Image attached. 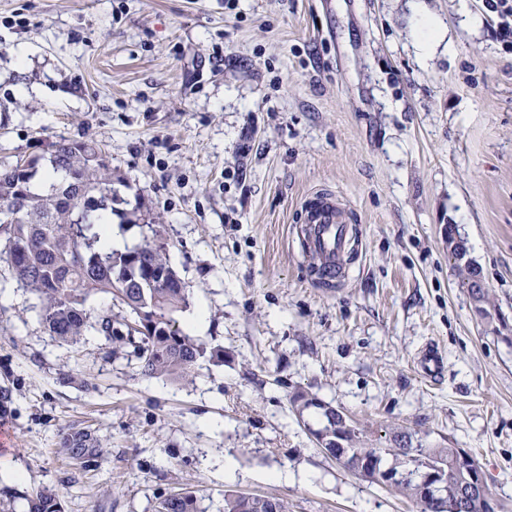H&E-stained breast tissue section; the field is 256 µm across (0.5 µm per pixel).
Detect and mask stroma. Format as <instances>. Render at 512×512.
Masks as SVG:
<instances>
[{
	"instance_id": "obj_1",
	"label": "stroma",
	"mask_w": 512,
	"mask_h": 512,
	"mask_svg": "<svg viewBox=\"0 0 512 512\" xmlns=\"http://www.w3.org/2000/svg\"><path fill=\"white\" fill-rule=\"evenodd\" d=\"M436 28L420 37L423 18ZM486 0H0V163L96 140L166 229L207 353L179 382L132 345L60 343L0 261V512H155L195 490L290 512H419L318 445L305 395L372 443L399 432L480 465L512 512V47ZM335 192L361 248L327 288L293 234ZM456 225L492 321L448 254ZM441 369L427 379L426 350ZM100 444L84 464L65 447ZM223 512H288V503L277 497L254 496L251 499L224 494Z\"/></svg>"
}]
</instances>
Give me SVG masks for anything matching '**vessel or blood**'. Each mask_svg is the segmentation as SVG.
<instances>
[{"label":"vessel or blood","mask_w":512,"mask_h":512,"mask_svg":"<svg viewBox=\"0 0 512 512\" xmlns=\"http://www.w3.org/2000/svg\"><path fill=\"white\" fill-rule=\"evenodd\" d=\"M299 237L304 251L314 258L316 278L328 287L338 284L347 258L358 251V235L333 192L317 190L306 196Z\"/></svg>","instance_id":"b4317fda"}]
</instances>
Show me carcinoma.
<instances>
[{
	"instance_id": "carcinoma-1",
	"label": "carcinoma",
	"mask_w": 512,
	"mask_h": 512,
	"mask_svg": "<svg viewBox=\"0 0 512 512\" xmlns=\"http://www.w3.org/2000/svg\"><path fill=\"white\" fill-rule=\"evenodd\" d=\"M52 173V180L46 174ZM125 178L93 140H63L39 156L0 164V255L6 257L13 278L38 300L41 325L55 339L77 345L86 336L133 345L147 377L186 379L206 349L179 324L176 313L189 307V285L172 267L163 225L140 196L129 201L120 188ZM118 215L141 229L142 240L118 251L103 244L107 219ZM95 294H108L124 305L130 317L112 315V309L87 307ZM299 411L321 410L320 439L339 434L351 455L372 463V474L430 467L448 477V495L465 480L458 467V448H425L413 444L407 433L393 436L394 446H366L352 417L341 411L329 418L324 407L297 396ZM421 505V512H438V504L420 495L412 480L394 484ZM28 512H60L56 494L40 490L28 499ZM157 512H198L195 491L186 489L160 502ZM223 512H288V502L277 497L250 499L228 494Z\"/></svg>"
}]
</instances>
